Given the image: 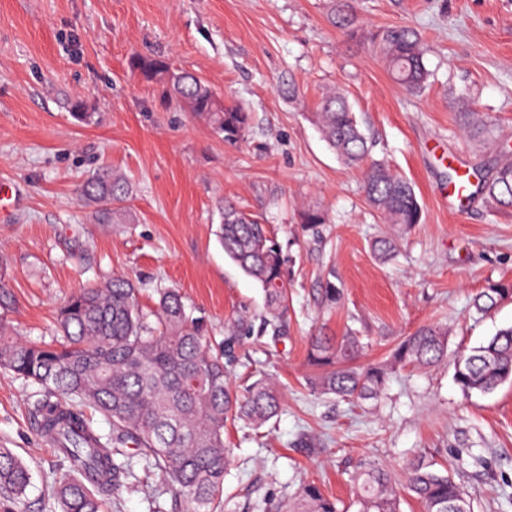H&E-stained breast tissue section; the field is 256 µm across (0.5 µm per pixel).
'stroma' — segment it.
Wrapping results in <instances>:
<instances>
[{
  "instance_id": "stroma-1",
  "label": "stroma",
  "mask_w": 512,
  "mask_h": 512,
  "mask_svg": "<svg viewBox=\"0 0 512 512\" xmlns=\"http://www.w3.org/2000/svg\"><path fill=\"white\" fill-rule=\"evenodd\" d=\"M360 19L347 36L329 0H0V181L15 192L0 210V267L10 296L0 317L23 340H52L58 307L84 286L121 273L153 305L156 287L180 289L207 336L223 340L240 316L259 318L263 293L225 257L219 207L230 199L267 224L291 260L288 332L243 336L229 366L234 388L265 376L284 394L262 427L230 422L224 512H277L308 481L342 505L360 459L396 481L423 455L468 492L473 512H512V383L464 397L452 361L397 368L379 402L309 392L315 333L354 331L366 360H386L422 326L448 329V349L476 347L512 326V299L477 315L473 297L512 284V208L484 196L448 205V171L492 176L512 162V0H352ZM417 28L434 76L419 96L387 72L369 35ZM167 58L251 114L228 143L181 110L162 84L141 79L134 55ZM299 86L297 97L287 94ZM338 88L372 141L369 161L409 180L423 222L382 259L388 232L347 167L321 138L313 114ZM81 99L88 120L70 110ZM472 107L492 126L483 145L464 130ZM124 176L132 194L119 224H96L78 195L94 171ZM324 211L306 229L301 215ZM335 274L343 295L326 308ZM38 386L0 371V448L34 475L26 502L58 512L50 492L64 475L37 436Z\"/></svg>"
}]
</instances>
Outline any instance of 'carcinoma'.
I'll return each mask as SVG.
<instances>
[{"label":"carcinoma","instance_id":"obj_1","mask_svg":"<svg viewBox=\"0 0 512 512\" xmlns=\"http://www.w3.org/2000/svg\"><path fill=\"white\" fill-rule=\"evenodd\" d=\"M332 25L354 31L358 15L349 0H330ZM371 41L388 72L410 94L429 85L420 33L407 25L376 30ZM133 69L148 81H161L180 106L204 119L226 141L241 139L250 115L226 104L199 76L173 69L153 57L139 56ZM316 113L318 130L349 167L369 153L368 138L347 97L325 92ZM476 191L501 205H512V163L476 184ZM368 203L384 223L404 233L422 221L413 185L382 163L365 172ZM131 194L129 183L108 169L89 176L80 197L94 206L95 223L122 219ZM224 255L264 295L257 335L280 336L288 326L291 270L281 245L266 225L230 201H224L217 234ZM155 308L141 303L142 288L130 278L87 285L59 309L57 323L66 343H30L10 336L0 319V370L39 385L33 409L37 432L67 464L70 476L52 485L60 512H120L119 490L156 474L165 481L172 503L186 512H219L230 449L224 445L227 422L261 427L277 416L283 396L267 377L238 394L230 386L226 362L230 340L206 344L203 320L186 312L179 289H155ZM512 288L493 286L475 300L479 313L491 311ZM359 337L313 336L309 363L319 370L311 392L347 399L376 400L397 366L426 368L448 356V330L424 326L404 337L383 363L359 364ZM454 381L464 396L487 395L512 382V327L501 329L454 361ZM112 426L102 432L86 409ZM32 481V471L11 449L0 448V512H15ZM357 512H401L400 495L388 469L365 460L352 475ZM405 488L423 512H472L463 488L446 472L419 456L406 467ZM281 512H341L335 499L314 481L306 483Z\"/></svg>","mask_w":512,"mask_h":512}]
</instances>
